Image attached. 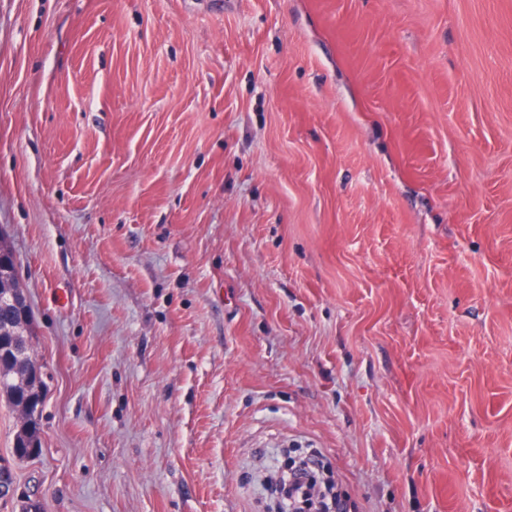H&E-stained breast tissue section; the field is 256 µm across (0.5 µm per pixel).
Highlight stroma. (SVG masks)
<instances>
[{
    "label": "stroma",
    "mask_w": 512,
    "mask_h": 512,
    "mask_svg": "<svg viewBox=\"0 0 512 512\" xmlns=\"http://www.w3.org/2000/svg\"><path fill=\"white\" fill-rule=\"evenodd\" d=\"M42 512H512V0H0Z\"/></svg>",
    "instance_id": "obj_1"
}]
</instances>
